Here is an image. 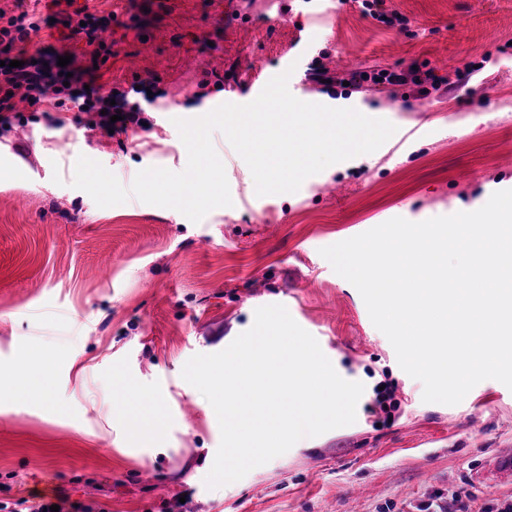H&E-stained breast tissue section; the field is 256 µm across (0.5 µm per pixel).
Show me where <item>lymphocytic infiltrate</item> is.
Instances as JSON below:
<instances>
[{
	"mask_svg": "<svg viewBox=\"0 0 512 512\" xmlns=\"http://www.w3.org/2000/svg\"><path fill=\"white\" fill-rule=\"evenodd\" d=\"M59 22L68 23L71 33L88 47L95 65L60 67L59 53L53 47L31 48L32 35L40 25L33 21L28 10L9 13L0 8V131H10L13 123H25V108L38 111L47 124L60 126L64 120L61 109H79L84 113L85 128L102 136H125L142 131L146 108L157 100L156 84L142 81L140 86L103 88L86 85V78L94 77L96 67L107 64L112 56L106 46L104 33L108 18H97L78 9L60 12ZM463 73L455 77L438 75L434 70L382 69L365 75L359 71L346 74L352 90L365 87L398 86L411 83L420 95L449 91L454 81L463 80Z\"/></svg>",
	"mask_w": 512,
	"mask_h": 512,
	"instance_id": "lymphocytic-infiltrate-1",
	"label": "lymphocytic infiltrate"
}]
</instances>
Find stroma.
Returning <instances> with one entry per match:
<instances>
[{"label": "stroma", "mask_w": 512, "mask_h": 512, "mask_svg": "<svg viewBox=\"0 0 512 512\" xmlns=\"http://www.w3.org/2000/svg\"><path fill=\"white\" fill-rule=\"evenodd\" d=\"M144 3L75 5L117 17L103 82L158 79L149 131L121 141L69 120L0 135V371L46 393L38 405L0 399V503L63 494L105 512H421L440 496L450 512H498L512 485L471 474L512 446V390L487 379L459 404L423 402L422 383L320 250L512 189V0H385L405 27L365 14L359 0H170L148 13ZM283 56L301 71L319 60L340 74L479 69L444 95L410 83L334 99L289 81L299 100L388 120L405 142L260 197L245 161L214 134L232 204L197 223L133 197L102 208L73 187L82 155L127 187L145 168L182 171L187 151L168 117L246 102L251 59ZM211 73L223 89L196 98ZM280 300L323 338L337 373L364 384L356 421L207 489L220 428L182 369ZM382 385L394 391L387 416L369 410Z\"/></svg>", "instance_id": "obj_1"}]
</instances>
